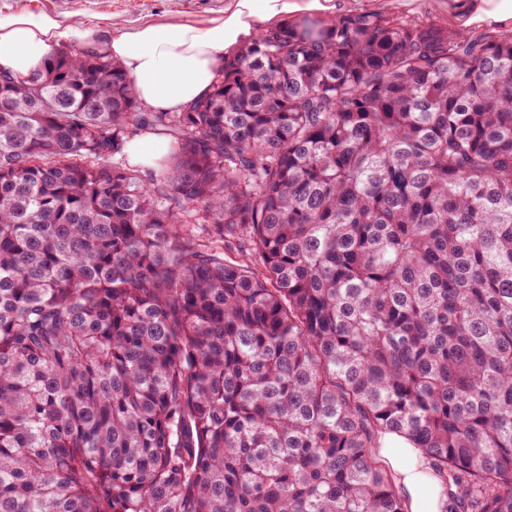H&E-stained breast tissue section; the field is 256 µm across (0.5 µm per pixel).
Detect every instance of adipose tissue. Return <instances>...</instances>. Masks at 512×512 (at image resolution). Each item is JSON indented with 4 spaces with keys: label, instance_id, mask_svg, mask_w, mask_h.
I'll list each match as a JSON object with an SVG mask.
<instances>
[{
    "label": "adipose tissue",
    "instance_id": "adipose-tissue-1",
    "mask_svg": "<svg viewBox=\"0 0 512 512\" xmlns=\"http://www.w3.org/2000/svg\"><path fill=\"white\" fill-rule=\"evenodd\" d=\"M335 0H233L226 15L201 25L172 20L124 28L107 40L90 26L75 27L47 10L15 13L0 10V71L16 82L41 72L64 40L100 44L133 81L139 100L158 110H178L211 86L226 49L249 31L257 14H316L336 20ZM453 31L468 33L486 26H512V0H448ZM408 512H428L431 479L415 464L395 463Z\"/></svg>",
    "mask_w": 512,
    "mask_h": 512
}]
</instances>
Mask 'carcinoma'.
<instances>
[{
    "mask_svg": "<svg viewBox=\"0 0 512 512\" xmlns=\"http://www.w3.org/2000/svg\"><path fill=\"white\" fill-rule=\"evenodd\" d=\"M388 433L512 512V29L288 21L178 112L0 74V512H407ZM168 144L161 139L145 136L133 141L129 150L135 160L145 166H153L167 152Z\"/></svg>",
    "mask_w": 512,
    "mask_h": 512,
    "instance_id": "cac0c4a2",
    "label": "carcinoma"
}]
</instances>
